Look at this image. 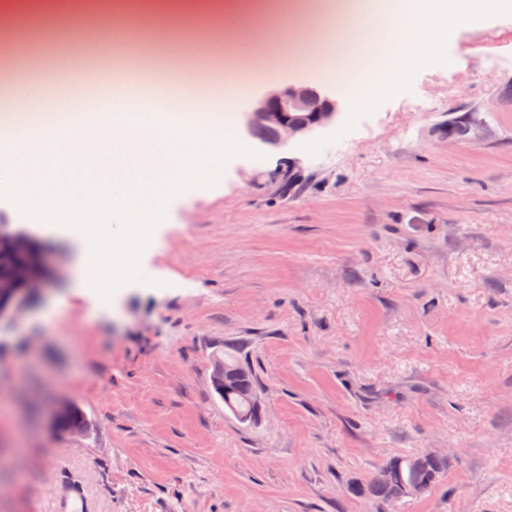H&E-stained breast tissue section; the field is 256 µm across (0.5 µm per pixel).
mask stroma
Returning a JSON list of instances; mask_svg holds the SVG:
<instances>
[{
    "mask_svg": "<svg viewBox=\"0 0 512 512\" xmlns=\"http://www.w3.org/2000/svg\"><path fill=\"white\" fill-rule=\"evenodd\" d=\"M46 17L32 64L74 70L182 43L192 22L74 43ZM296 150L243 125L219 178L170 197L139 278L111 305L79 291L71 232L34 230L57 274L0 323V512H53L62 474L90 512H512V16L460 29L448 65L409 75ZM469 112L464 140L448 122ZM299 161L290 190L289 158ZM247 362L262 414L239 422L216 356ZM79 405L74 436L50 406ZM447 474L387 506L348 492L395 455Z\"/></svg>",
    "mask_w": 512,
    "mask_h": 512,
    "instance_id": "obj_1",
    "label": "stroma"
}]
</instances>
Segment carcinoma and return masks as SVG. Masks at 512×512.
Masks as SVG:
<instances>
[{
	"mask_svg": "<svg viewBox=\"0 0 512 512\" xmlns=\"http://www.w3.org/2000/svg\"><path fill=\"white\" fill-rule=\"evenodd\" d=\"M87 430L88 419L80 407L64 422L63 431ZM411 456L396 455L384 462L367 483L349 488L352 495H366L381 502L394 503L406 498V491L414 483L431 488L448 470V458L434 456L419 467L410 465Z\"/></svg>",
	"mask_w": 512,
	"mask_h": 512,
	"instance_id": "carcinoma-1",
	"label": "carcinoma"
}]
</instances>
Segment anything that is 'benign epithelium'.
<instances>
[{
  "instance_id": "benign-epithelium-1",
  "label": "benign epithelium",
  "mask_w": 512,
  "mask_h": 512,
  "mask_svg": "<svg viewBox=\"0 0 512 512\" xmlns=\"http://www.w3.org/2000/svg\"><path fill=\"white\" fill-rule=\"evenodd\" d=\"M339 101L327 90L306 83L288 84L258 99L245 113L244 127L248 135L269 148L295 146L306 137L331 127L341 115ZM0 239L9 253L26 257L13 266L9 276L0 278V318L24 307L44 282L51 270L44 254L36 248L33 237L24 231H5ZM247 404L245 411H234L246 422L260 416L261 403L254 390H239ZM70 401L57 402L50 417L51 430H61L63 421L72 413Z\"/></svg>"
}]
</instances>
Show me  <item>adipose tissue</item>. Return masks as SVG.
Returning <instances> with one entry per match:
<instances>
[{"mask_svg": "<svg viewBox=\"0 0 512 512\" xmlns=\"http://www.w3.org/2000/svg\"><path fill=\"white\" fill-rule=\"evenodd\" d=\"M493 15L512 16V0H337L315 15L316 39L285 29L270 66L211 77L185 63L174 81L130 72L112 85L72 79L63 58L38 74L17 68L0 114V196L29 223L78 233L81 284L107 303L138 276L166 200L220 172L253 84L296 71L375 101L415 71L446 67L452 35ZM59 79L65 91L49 95Z\"/></svg>", "mask_w": 512, "mask_h": 512, "instance_id": "1", "label": "adipose tissue"}]
</instances>
